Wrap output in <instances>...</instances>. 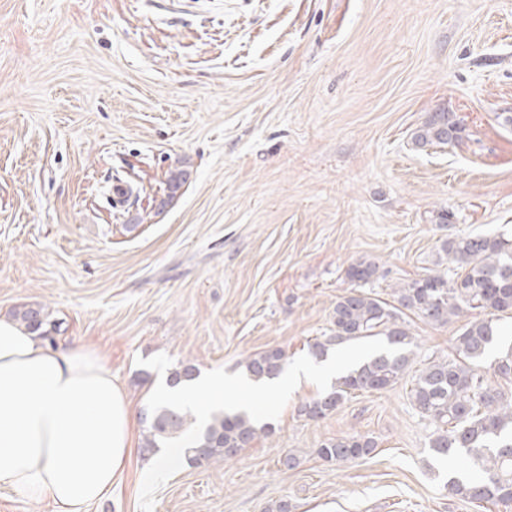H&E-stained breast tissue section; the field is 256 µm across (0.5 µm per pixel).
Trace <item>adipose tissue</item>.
Masks as SVG:
<instances>
[{
	"instance_id": "1",
	"label": "adipose tissue",
	"mask_w": 512,
	"mask_h": 512,
	"mask_svg": "<svg viewBox=\"0 0 512 512\" xmlns=\"http://www.w3.org/2000/svg\"><path fill=\"white\" fill-rule=\"evenodd\" d=\"M133 413L102 355L0 317V492L88 512L118 484Z\"/></svg>"
}]
</instances>
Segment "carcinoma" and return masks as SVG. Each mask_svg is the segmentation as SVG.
<instances>
[{
    "mask_svg": "<svg viewBox=\"0 0 512 512\" xmlns=\"http://www.w3.org/2000/svg\"><path fill=\"white\" fill-rule=\"evenodd\" d=\"M460 123L446 112H433L413 132L415 147L448 146L461 138ZM185 170L170 172L169 197L186 184ZM437 269L393 289L397 305L357 287L337 298L333 306L330 334L310 344L314 356L324 357L337 345L372 336H384L389 344L405 348L396 356L379 354L357 368L342 374L331 390L303 402L298 413L308 419L324 418L355 392L384 391L392 388L409 365L406 351L412 344L407 328L399 322L401 309L423 319L444 325L459 316L463 307L480 308L488 318L470 322L456 337L455 357L434 358L419 370L410 390L418 413L433 425L429 448L439 460L469 458L478 468L477 477L447 482L448 494L472 502L512 505V398L499 385L488 382L483 362L491 348L499 347L494 371L499 378L512 379V345L502 343L494 318L512 315V238L502 234H457L440 240ZM456 269L454 277L448 271ZM357 285L379 277V266L370 260L351 263L346 271ZM22 326L45 339H52L57 323L40 306H24L16 312ZM286 354L271 348L248 356L243 367L252 380L265 381L279 375ZM196 368L180 364L170 383L191 381ZM143 447L155 450L165 438L180 436L192 424L188 413L163 408L145 412ZM267 429L253 422L246 413H215L201 441L187 450L188 459L200 464L216 457L226 460L246 447ZM377 448L368 436L349 435L330 439L318 449L328 462L343 464L370 456Z\"/></svg>",
    "mask_w": 512,
    "mask_h": 512,
    "instance_id": "1",
    "label": "carcinoma"
}]
</instances>
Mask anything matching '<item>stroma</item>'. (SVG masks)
<instances>
[{
    "label": "stroma",
    "instance_id": "obj_1",
    "mask_svg": "<svg viewBox=\"0 0 512 512\" xmlns=\"http://www.w3.org/2000/svg\"><path fill=\"white\" fill-rule=\"evenodd\" d=\"M443 111L461 139L415 148ZM510 116L512 0H0V316L45 306L56 343L94 344L137 416L157 374L136 358L230 374L271 348L295 359L328 335L350 263L375 261L368 290L389 302L440 239L512 236ZM174 168L191 176L172 197ZM117 180L137 195L115 208ZM486 316L402 314L393 389L311 420L302 381L271 435L184 464L154 512H505L448 495L410 401L426 359ZM134 434L91 512H140L151 454ZM352 434L375 452L319 458ZM377 448L376 441L368 436L349 435L330 439L318 449V456L328 463L343 464L370 456Z\"/></svg>",
    "mask_w": 512,
    "mask_h": 512
}]
</instances>
